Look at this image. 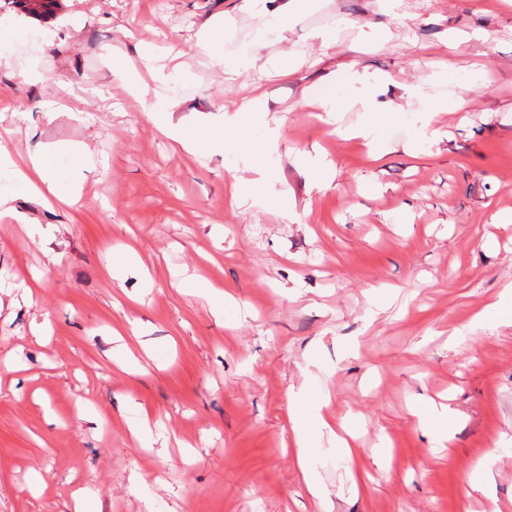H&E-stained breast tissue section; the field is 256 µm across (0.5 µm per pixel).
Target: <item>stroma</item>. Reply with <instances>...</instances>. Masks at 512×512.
Segmentation results:
<instances>
[{"instance_id": "obj_1", "label": "stroma", "mask_w": 512, "mask_h": 512, "mask_svg": "<svg viewBox=\"0 0 512 512\" xmlns=\"http://www.w3.org/2000/svg\"><path fill=\"white\" fill-rule=\"evenodd\" d=\"M280 3L58 0L35 17L0 0V145L18 162L58 148L62 171L86 157L72 205L13 194L0 168V512H65L79 488L101 512H317L297 403L355 430L349 459L307 427L333 512H512V327L469 325L512 284V225L492 224L512 214V0H301L268 32ZM209 24L223 61L199 45ZM256 40L273 68L242 61ZM144 51L178 72L172 123L218 127L223 150L186 153L127 94L117 58L160 85ZM247 99L258 111L226 123ZM237 176L264 205L233 204ZM193 276L228 292L223 314ZM425 400L451 444L418 426Z\"/></svg>"}]
</instances>
